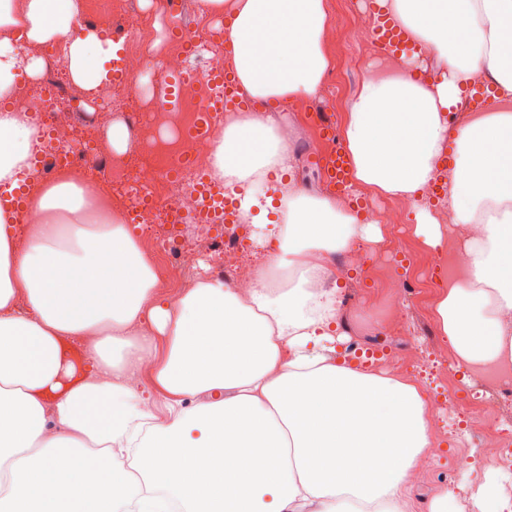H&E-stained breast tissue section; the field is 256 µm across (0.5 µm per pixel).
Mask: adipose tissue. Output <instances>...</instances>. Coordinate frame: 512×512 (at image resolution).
<instances>
[{"label": "adipose tissue", "mask_w": 512, "mask_h": 512, "mask_svg": "<svg viewBox=\"0 0 512 512\" xmlns=\"http://www.w3.org/2000/svg\"><path fill=\"white\" fill-rule=\"evenodd\" d=\"M227 12L228 70L249 97L316 96L331 66L326 0H201ZM421 53L369 78L347 106L352 191L411 205L415 233L444 249L461 232L463 277L434 318L466 369L512 363V0H376ZM80 0H0V512H336L354 498L399 502L431 445L427 399L403 378L336 359L338 288L312 263L378 240L335 194L289 174L272 116L230 115L214 167L267 253L238 294L201 274L177 300L110 205L85 206L76 178L32 191L39 133L9 102L20 62L8 37L67 48L70 78L94 88L111 39L74 24ZM485 81L492 108L459 123ZM37 221L15 222L17 207ZM284 221L267 224L263 213ZM161 397L165 416L141 405Z\"/></svg>", "instance_id": "adipose-tissue-1"}]
</instances>
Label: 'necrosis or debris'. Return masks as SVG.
<instances>
[{
    "label": "necrosis or debris",
    "instance_id": "1",
    "mask_svg": "<svg viewBox=\"0 0 512 512\" xmlns=\"http://www.w3.org/2000/svg\"><path fill=\"white\" fill-rule=\"evenodd\" d=\"M182 0H153V9L135 19L125 16L126 0H113L106 13H85L76 19L85 30H108L127 41L125 72L131 76V99L124 114L130 129L139 133L135 150L124 154L113 151L105 139L112 125V104L105 99H90L77 85H64L58 78L64 48L37 46L23 36H15L12 46L21 56L37 55L46 69L36 78L19 83L11 104L15 111L34 114L40 131L37 161L29 176L30 188L57 181L77 173L88 208H97L104 190L121 195L120 219L136 224L154 245L162 260L166 284L190 287L199 273L200 260L221 250L212 277L223 280L240 293L255 284L253 270L244 263V238L238 221L224 226L197 220L202 208V186L218 188L213 177L214 140L224 127L225 113H212L202 121L200 111L214 96L212 75L224 70V48L213 22L203 21L196 37V49L181 39L167 38L157 50L154 63H147L137 52L139 42H155L156 21L176 15ZM170 77L183 76V93L196 100L194 112L169 111L159 93H146L138 79L149 67ZM206 131H199V124ZM495 391L479 401L485 421L474 444L494 449L499 460L512 467V427L498 421L499 409L512 406V370L493 371Z\"/></svg>",
    "mask_w": 512,
    "mask_h": 512
}]
</instances>
